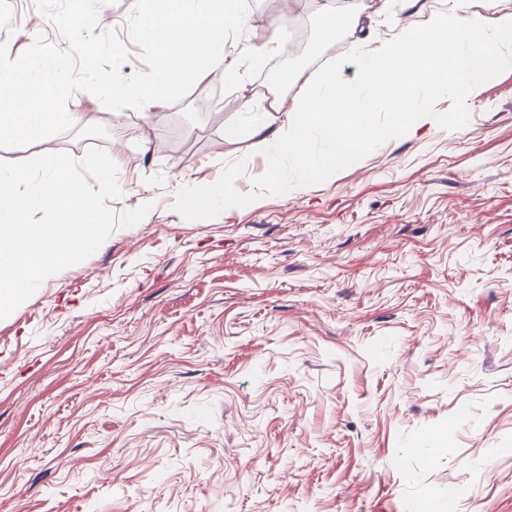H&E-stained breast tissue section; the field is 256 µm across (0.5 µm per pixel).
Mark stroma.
I'll use <instances>...</instances> for the list:
<instances>
[{
    "mask_svg": "<svg viewBox=\"0 0 512 512\" xmlns=\"http://www.w3.org/2000/svg\"><path fill=\"white\" fill-rule=\"evenodd\" d=\"M244 0L285 17L288 54L253 68L229 29L236 83L185 79L113 114L9 149L118 166L99 250L0 319V512H512V70L474 102H433L423 137L368 147L334 173L275 184L251 109L288 110L350 47L446 0ZM136 0L99 14L144 71ZM66 47L36 0H0V43ZM237 137H227L228 129ZM232 176L238 200L189 207Z\"/></svg>",
    "mask_w": 512,
    "mask_h": 512,
    "instance_id": "stroma-1",
    "label": "stroma"
}]
</instances>
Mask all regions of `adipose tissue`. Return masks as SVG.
<instances>
[{"mask_svg": "<svg viewBox=\"0 0 512 512\" xmlns=\"http://www.w3.org/2000/svg\"><path fill=\"white\" fill-rule=\"evenodd\" d=\"M142 38L158 50L160 64L149 89H131L110 74H96L98 87L115 99L136 101L142 108L158 105L188 77L203 79L224 56L228 28L244 26L238 0H149L136 18ZM281 21L249 28L254 43L251 64L263 67L270 57L283 54ZM352 56L360 72L358 84L338 82L327 72L307 86L285 118L263 111L256 131H270L278 147L268 175L286 183L279 153L293 157L302 177L312 178L353 161L365 148L399 134L417 135L431 121L429 100L452 93L476 98L480 84L491 74L512 69V12H480L474 0H448L443 13H431L419 24L402 28L386 39L354 41ZM418 88L423 100L411 101L408 111L394 113L384 127L372 125L368 113L338 112L355 101L359 86ZM319 128L323 147L312 151L310 133Z\"/></svg>", "mask_w": 512, "mask_h": 512, "instance_id": "adipose-tissue-1", "label": "adipose tissue"}]
</instances>
